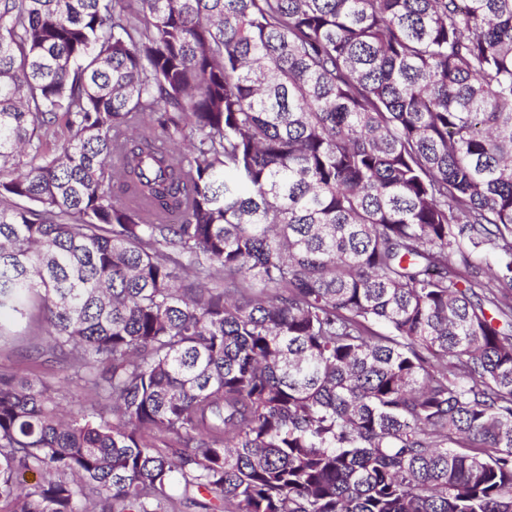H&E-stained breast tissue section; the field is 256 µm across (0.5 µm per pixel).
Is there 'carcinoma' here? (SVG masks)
<instances>
[{
    "instance_id": "1",
    "label": "carcinoma",
    "mask_w": 512,
    "mask_h": 512,
    "mask_svg": "<svg viewBox=\"0 0 512 512\" xmlns=\"http://www.w3.org/2000/svg\"><path fill=\"white\" fill-rule=\"evenodd\" d=\"M6 315L0 512H512V0H0ZM26 323L21 322L14 327V330L20 334L17 338L0 341V371L15 373L18 377L38 378L46 385L59 389L62 394L67 396L70 405L84 403L87 394L65 380V372L58 364L46 362L44 359L29 357V347L40 343L41 338L46 336H28L25 335ZM74 396V398H71ZM73 401V402H71Z\"/></svg>"
}]
</instances>
